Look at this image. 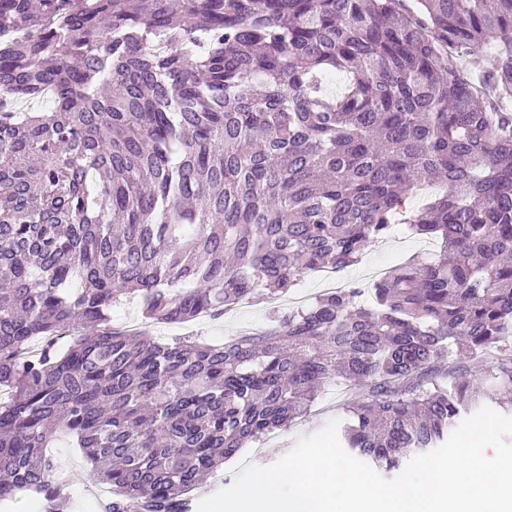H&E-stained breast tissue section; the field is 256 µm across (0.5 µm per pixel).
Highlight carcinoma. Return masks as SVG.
<instances>
[{
	"label": "carcinoma",
	"instance_id": "cac0c4a2",
	"mask_svg": "<svg viewBox=\"0 0 512 512\" xmlns=\"http://www.w3.org/2000/svg\"><path fill=\"white\" fill-rule=\"evenodd\" d=\"M402 2L0 0L1 507L70 512L58 432L108 512H190L336 380L365 394L342 446L388 471L488 399L512 411V0ZM490 42L477 88L448 51ZM398 216L441 252L368 302L337 288L221 345L75 331L130 299L220 316L358 262Z\"/></svg>",
	"mask_w": 512,
	"mask_h": 512
}]
</instances>
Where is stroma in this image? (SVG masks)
<instances>
[{
  "mask_svg": "<svg viewBox=\"0 0 512 512\" xmlns=\"http://www.w3.org/2000/svg\"><path fill=\"white\" fill-rule=\"evenodd\" d=\"M440 252L438 240L421 237L400 226L382 240L371 244L361 262L341 271L339 277L349 284L367 288L371 270L389 271L413 257L432 260ZM324 285L317 273L307 272L297 285L280 293L274 300L258 296L244 304L232 307L219 317L202 315L181 324H162L144 318L137 303L114 307L109 326L112 330L127 333H143L159 341L173 340L182 336H198L204 341L221 344L245 332H258L269 324L272 310L288 312L297 307V298L314 301L322 295ZM356 396L355 391L338 383L327 388L303 417L295 419L288 427L264 436L243 450V457L265 465L277 461L294 445L297 437L318 431L329 419H346L345 407ZM54 458L68 483V491L74 502V512H102L101 501L111 495L110 486L98 483L93 477L90 464L80 449L74 448L69 438L57 434L50 444Z\"/></svg>",
  "mask_w": 512,
  "mask_h": 512,
  "instance_id": "1",
  "label": "stroma"
}]
</instances>
